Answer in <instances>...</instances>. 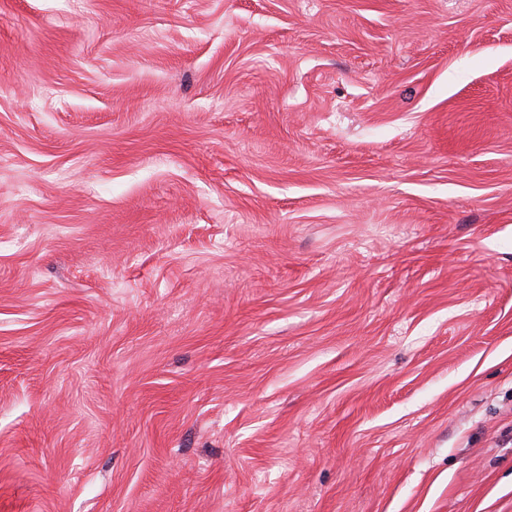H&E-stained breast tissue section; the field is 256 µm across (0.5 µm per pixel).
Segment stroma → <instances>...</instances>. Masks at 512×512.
Wrapping results in <instances>:
<instances>
[{
  "label": "stroma",
  "instance_id": "35a3bbf8",
  "mask_svg": "<svg viewBox=\"0 0 512 512\" xmlns=\"http://www.w3.org/2000/svg\"><path fill=\"white\" fill-rule=\"evenodd\" d=\"M0 512H512V0H0Z\"/></svg>",
  "mask_w": 512,
  "mask_h": 512
}]
</instances>
